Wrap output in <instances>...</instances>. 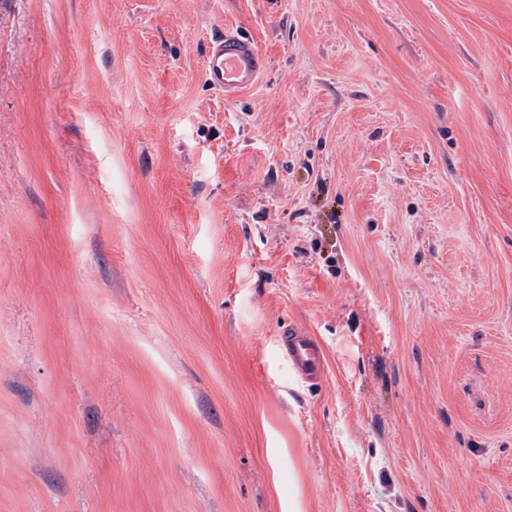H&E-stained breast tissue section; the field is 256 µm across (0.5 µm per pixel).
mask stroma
I'll return each mask as SVG.
<instances>
[{
    "label": "stroma",
    "mask_w": 512,
    "mask_h": 512,
    "mask_svg": "<svg viewBox=\"0 0 512 512\" xmlns=\"http://www.w3.org/2000/svg\"><path fill=\"white\" fill-rule=\"evenodd\" d=\"M0 512H512V0H0ZM266 59L252 39L234 31L211 43L205 59V76L230 98L252 87L265 70ZM279 351L299 380L309 384L321 380L323 361L320 347L302 328L288 324L280 333Z\"/></svg>",
    "instance_id": "35a3bbf8"
}]
</instances>
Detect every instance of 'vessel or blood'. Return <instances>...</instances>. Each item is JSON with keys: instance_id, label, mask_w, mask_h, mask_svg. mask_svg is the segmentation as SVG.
Returning a JSON list of instances; mask_svg holds the SVG:
<instances>
[{"instance_id": "b4317fda", "label": "vessel or blood", "mask_w": 512, "mask_h": 512, "mask_svg": "<svg viewBox=\"0 0 512 512\" xmlns=\"http://www.w3.org/2000/svg\"><path fill=\"white\" fill-rule=\"evenodd\" d=\"M266 67V59L252 39L234 31L224 32L211 43L205 59V76L225 97L252 87ZM279 351L294 375L314 384L323 376L319 345L296 325H288L279 336Z\"/></svg>"}]
</instances>
